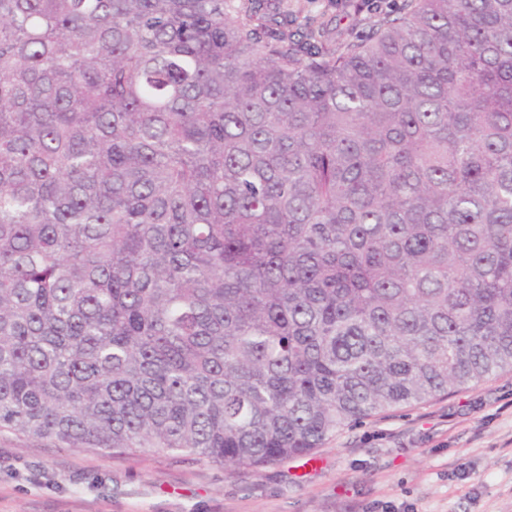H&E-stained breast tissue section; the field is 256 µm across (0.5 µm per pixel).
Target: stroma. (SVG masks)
I'll return each instance as SVG.
<instances>
[{
    "label": "stroma",
    "mask_w": 512,
    "mask_h": 512,
    "mask_svg": "<svg viewBox=\"0 0 512 512\" xmlns=\"http://www.w3.org/2000/svg\"><path fill=\"white\" fill-rule=\"evenodd\" d=\"M325 24L335 49L368 30L352 0H266ZM0 512H512V371L343 429L309 459L227 474L195 456L103 457L0 436Z\"/></svg>",
    "instance_id": "35a3bbf8"
}]
</instances>
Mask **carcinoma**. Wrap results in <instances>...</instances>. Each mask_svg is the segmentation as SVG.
Instances as JSON below:
<instances>
[{"instance_id": "carcinoma-1", "label": "carcinoma", "mask_w": 512, "mask_h": 512, "mask_svg": "<svg viewBox=\"0 0 512 512\" xmlns=\"http://www.w3.org/2000/svg\"><path fill=\"white\" fill-rule=\"evenodd\" d=\"M325 37L0 0V436L233 473L512 371V0Z\"/></svg>"}]
</instances>
